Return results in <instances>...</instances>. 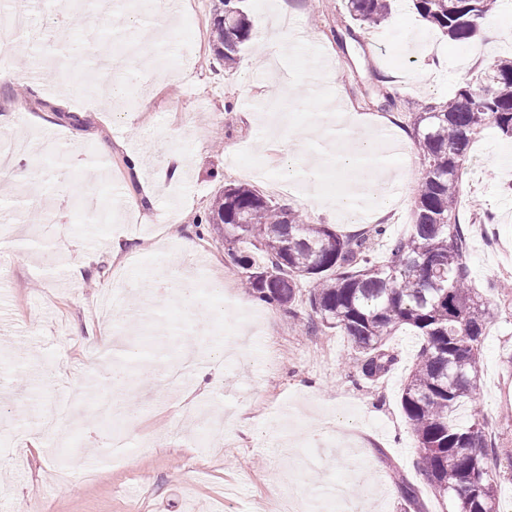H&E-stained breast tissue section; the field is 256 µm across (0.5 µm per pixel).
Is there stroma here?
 Masks as SVG:
<instances>
[{"label": "stroma", "mask_w": 512, "mask_h": 512, "mask_svg": "<svg viewBox=\"0 0 512 512\" xmlns=\"http://www.w3.org/2000/svg\"><path fill=\"white\" fill-rule=\"evenodd\" d=\"M215 0H179L178 21L158 35L144 24L145 0H117L112 19L102 18L95 0H80L82 26L94 35L106 26L117 33L113 55H121L131 19H139L141 42L151 46V63L164 76L161 90L151 84L126 87L123 111L112 112L97 91L95 71L70 64L66 73L49 66L66 44L47 38L31 45L10 44L14 66L30 58L40 91L27 84L0 83V115L10 114L13 131L30 147L23 161L32 177L18 181L0 175V197L30 196L44 221L20 218L0 208V512H281V476L293 472L301 502L326 498L339 481L348 483V500L365 512H410L397 491L399 479L419 490L428 512H453L437 500L421 474V454L401 405L407 375L421 344L404 330L389 344L396 360L380 379L365 380L355 368L358 353L337 329L298 330L296 320L313 313L306 295L292 307L255 305L239 286L241 269L223 243L197 236L195 224L209 212L224 186L241 183L231 171L236 150H257L265 168L287 170L284 141L261 139L249 119L252 106L274 98L300 100L301 87L284 86L270 74L227 69L216 59L208 26ZM286 3L294 29L307 44L320 47L334 70L339 112H357L399 127L414 153L410 110L420 101L443 103L482 69L512 54V0H499L468 43L427 30L419 46L411 0H394L377 27L359 26L343 0H246L252 19L272 14ZM445 57L447 67L426 71ZM152 96L149 111H139ZM395 105L384 108L385 96ZM61 144L59 163L42 166L33 156L44 138ZM186 165L178 180L163 176L168 152ZM141 160L139 170L129 156ZM153 205H143L148 188ZM415 182L383 220L384 237L372 250L385 257L390 240L413 222ZM460 219L468 230L467 265L490 311L479 365L475 406L487 430L496 434L498 493L512 492V294L499 282L512 280V139L484 131L472 145L461 181ZM491 214L492 223L482 221ZM126 242L112 253V241ZM193 239V256L181 250ZM176 266L201 267L213 285L210 301L218 314L207 335L185 307L167 297L155 275L157 251ZM86 263L82 280L68 278L72 266ZM149 279L151 294L125 283L116 314L112 347L87 356V340L100 325L96 306L112 286L118 269ZM150 337L169 360L188 346L212 359L215 375L197 385L188 375L178 387L160 376L136 373L121 397L129 420L119 429L129 448L113 454L106 422L88 404L74 419L44 428L43 406L72 388L101 382L107 362L121 357L130 341ZM66 449L67 468L56 460Z\"/></svg>", "instance_id": "obj_1"}]
</instances>
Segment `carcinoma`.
I'll use <instances>...</instances> for the list:
<instances>
[{
  "label": "carcinoma",
  "instance_id": "cac0c4a2",
  "mask_svg": "<svg viewBox=\"0 0 512 512\" xmlns=\"http://www.w3.org/2000/svg\"><path fill=\"white\" fill-rule=\"evenodd\" d=\"M242 0H217L210 18L214 50L224 66L258 43V28ZM416 11L455 42L477 33V20L497 0H412ZM353 20L380 24L391 0H345ZM495 127L512 138V58L480 72L445 103L416 104L413 131L422 166L414 223L389 244L387 260L372 258L368 237L342 238L325 224H308L286 205L246 184L224 187L205 224L228 245L250 292L290 305L298 283H311L308 303L319 326L339 329L354 342L358 372L368 380L394 362L388 343L403 328L422 337L401 404L418 447L421 472L455 512H499L497 463L489 453L485 421L476 411L454 422L450 415L472 400L485 336V311L466 262L459 220V178L471 141ZM414 512H425L412 483H397Z\"/></svg>",
  "mask_w": 512,
  "mask_h": 512
}]
</instances>
